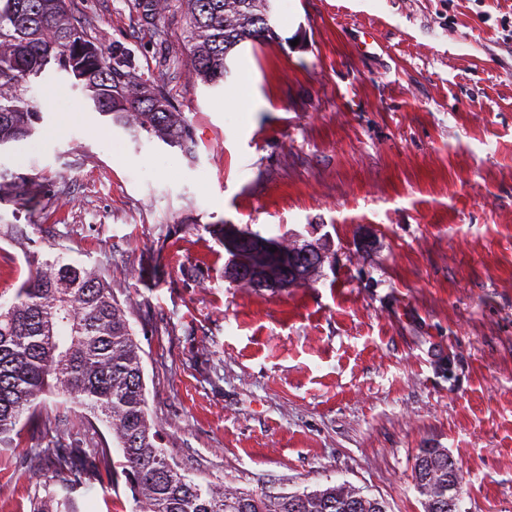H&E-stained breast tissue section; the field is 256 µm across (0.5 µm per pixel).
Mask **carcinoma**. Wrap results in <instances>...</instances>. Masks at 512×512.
<instances>
[{
    "label": "carcinoma",
    "instance_id": "carcinoma-1",
    "mask_svg": "<svg viewBox=\"0 0 512 512\" xmlns=\"http://www.w3.org/2000/svg\"><path fill=\"white\" fill-rule=\"evenodd\" d=\"M172 0H136L141 20L154 24ZM188 23L185 67L191 79L218 86L227 58L241 43L277 39L271 0H183ZM54 68L73 79L102 115L132 136L151 139L195 157V130L164 83L136 67L122 44L108 46L87 34L72 0H0V147L32 135L40 120L24 97L25 84ZM26 206L52 207L45 185L15 177L0 182V198ZM243 243L227 250L283 281L281 260L260 247L264 236L239 229ZM29 272L13 302L0 309V446L12 447L20 421L42 425V446L28 455L52 465L34 512H79L73 493L91 479L103 496L121 468L133 512H387L386 503L355 490L329 485L315 491L272 493L197 480L158 446L157 424L145 392L141 347L127 308L112 294L102 271L69 257V249L43 260L27 257ZM56 392L86 411L85 431L106 425L112 443L85 448L80 433L61 435L65 415L44 412L43 395ZM120 451L111 463V449ZM414 487L448 512V456L421 449Z\"/></svg>",
    "mask_w": 512,
    "mask_h": 512
}]
</instances>
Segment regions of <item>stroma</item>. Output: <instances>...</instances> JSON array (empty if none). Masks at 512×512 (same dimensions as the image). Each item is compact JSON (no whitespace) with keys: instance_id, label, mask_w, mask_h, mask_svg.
Wrapping results in <instances>:
<instances>
[{"instance_id":"obj_1","label":"stroma","mask_w":512,"mask_h":512,"mask_svg":"<svg viewBox=\"0 0 512 512\" xmlns=\"http://www.w3.org/2000/svg\"><path fill=\"white\" fill-rule=\"evenodd\" d=\"M91 36L131 50L195 128L189 158L96 111L64 74L25 93L41 119L0 171L46 181L57 209L0 202L35 256L98 266L142 348L169 457L246 490L347 482L424 512L412 471L443 448L461 512H512V0H274L277 41L246 42L223 86L186 55L174 0H73ZM298 232L331 260L311 286L237 288L210 233ZM0 238V303L26 278ZM0 447V512H33L50 469ZM172 0H136L135 9L141 20L155 24L170 10Z\"/></svg>"}]
</instances>
